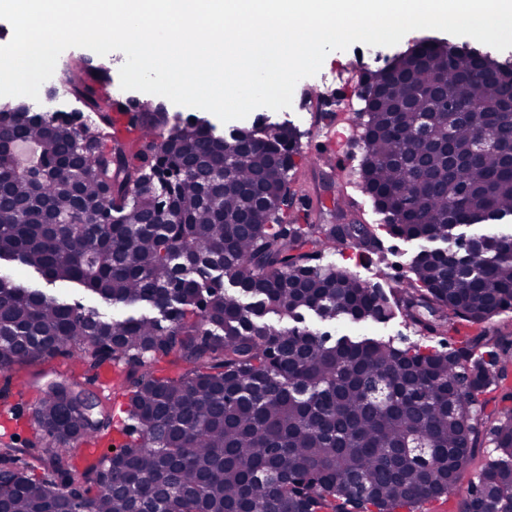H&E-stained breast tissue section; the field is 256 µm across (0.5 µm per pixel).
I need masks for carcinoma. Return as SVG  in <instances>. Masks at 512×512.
Listing matches in <instances>:
<instances>
[{
  "label": "carcinoma",
  "instance_id": "cac0c4a2",
  "mask_svg": "<svg viewBox=\"0 0 512 512\" xmlns=\"http://www.w3.org/2000/svg\"><path fill=\"white\" fill-rule=\"evenodd\" d=\"M379 97L364 106L360 173L389 235L440 242L423 249L389 290L322 265L329 243L352 241L363 260L383 252L369 224H300L289 172L295 127L259 117L226 137L204 118L174 124L167 141L110 137L104 73L66 65L68 90L99 124L76 132L67 112L0 107V261L50 283H74L106 305L159 315L107 317L0 274V372L60 353L77 360L41 393L46 446L0 443L20 461L0 478V512H396L451 492L491 446L470 481L464 512H512V331L486 323L512 313V234L470 238L486 257L461 267L448 225L512 217V64L474 47L420 41L366 73ZM439 84L483 111L432 138L469 152L487 127L496 148L453 164L391 133L393 104L431 109ZM133 129L169 125L161 106L125 110ZM229 162L218 187L209 175ZM237 293L224 289V280ZM400 314L442 349L334 337L304 324ZM273 313L296 325L278 328ZM166 361L182 369L154 375ZM117 370V420L86 395L85 376ZM134 427L139 441L95 462L75 446Z\"/></svg>",
  "mask_w": 512,
  "mask_h": 512
}]
</instances>
